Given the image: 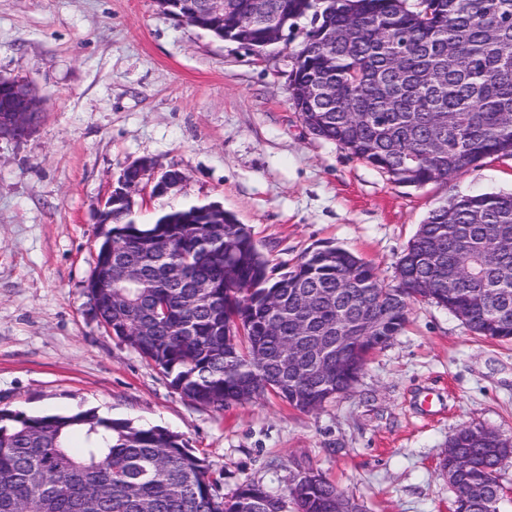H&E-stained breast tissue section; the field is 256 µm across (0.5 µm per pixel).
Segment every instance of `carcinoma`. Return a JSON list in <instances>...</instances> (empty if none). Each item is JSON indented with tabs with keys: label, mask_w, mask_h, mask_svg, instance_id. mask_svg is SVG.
Wrapping results in <instances>:
<instances>
[{
	"label": "carcinoma",
	"mask_w": 512,
	"mask_h": 512,
	"mask_svg": "<svg viewBox=\"0 0 512 512\" xmlns=\"http://www.w3.org/2000/svg\"><path fill=\"white\" fill-rule=\"evenodd\" d=\"M224 34L248 44L268 23L233 0ZM288 32L314 17L347 32L332 44L310 30L297 52L301 80L336 86L318 111L301 108L315 136L395 184L423 186L491 157L512 156V0H271ZM393 102L392 110L385 109ZM203 205L172 208L149 224L114 210L90 283L95 317L153 362L190 403L222 411L273 394L311 413L351 388L369 355L405 325L411 302L430 300L475 335L512 342V192L463 195L428 213L397 262V284L333 246L301 256L276 278L251 229L224 212L210 237ZM145 279H121L117 260ZM207 282L211 288H197ZM352 336L348 355L298 378L292 351ZM469 467L449 479L456 512H499L501 434L463 428L448 442ZM285 498L254 482L225 498L209 464L169 429L136 426L95 409L36 416L0 410V512H336V485L298 466Z\"/></svg>",
	"instance_id": "obj_1"
}]
</instances>
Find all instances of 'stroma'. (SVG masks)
Here are the masks:
<instances>
[{
	"instance_id": "35a3bbf8",
	"label": "stroma",
	"mask_w": 512,
	"mask_h": 512,
	"mask_svg": "<svg viewBox=\"0 0 512 512\" xmlns=\"http://www.w3.org/2000/svg\"><path fill=\"white\" fill-rule=\"evenodd\" d=\"M308 27L259 57L154 0H0V76L45 98L27 138L0 140V409L94 408L179 432L227 497L244 481L287 494L302 462L362 512H448L449 439L465 427L512 439V343L416 302L346 396L312 413L270 395L217 412L182 398L92 311L99 208L142 157L187 180L175 195L139 192L140 222L217 204L251 227L271 270L332 244L389 283L431 209L512 192L511 157L408 187L311 134L287 80Z\"/></svg>"
}]
</instances>
